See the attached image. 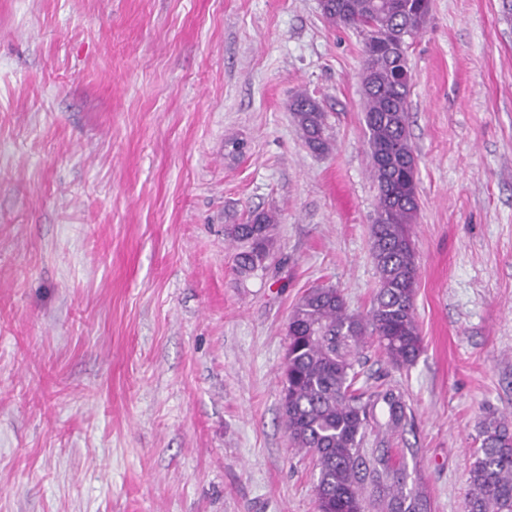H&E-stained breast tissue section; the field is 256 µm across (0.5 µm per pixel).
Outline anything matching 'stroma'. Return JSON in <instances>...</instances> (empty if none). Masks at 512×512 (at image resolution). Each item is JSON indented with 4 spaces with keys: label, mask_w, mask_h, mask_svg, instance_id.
<instances>
[{
    "label": "stroma",
    "mask_w": 512,
    "mask_h": 512,
    "mask_svg": "<svg viewBox=\"0 0 512 512\" xmlns=\"http://www.w3.org/2000/svg\"><path fill=\"white\" fill-rule=\"evenodd\" d=\"M432 3L407 51L424 352L369 348L359 383L405 392L384 444L464 512L479 423L512 413V19ZM361 64L320 0H0V512H316L281 367L307 289L358 314L377 290ZM254 210L278 243L243 279ZM289 112L311 150L322 154L331 151L332 143L325 134V112L316 99L305 91L298 92L289 103ZM278 214L274 211L251 212L245 224H233L229 236L236 245L235 266L242 278L263 276L276 244Z\"/></svg>",
    "instance_id": "35a3bbf8"
}]
</instances>
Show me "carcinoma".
<instances>
[{
  "instance_id": "cac0c4a2",
  "label": "carcinoma",
  "mask_w": 512,
  "mask_h": 512,
  "mask_svg": "<svg viewBox=\"0 0 512 512\" xmlns=\"http://www.w3.org/2000/svg\"><path fill=\"white\" fill-rule=\"evenodd\" d=\"M326 21L362 36L360 84L377 190L371 224V257L378 288L367 314L349 311L343 291L308 289L293 306L281 372V412L291 447L318 469V512H431L425 487L408 482L403 448H369L374 431L395 434L411 425L404 392L385 384L355 387L367 347L377 345L396 369L422 354L415 296L418 266L412 224L419 214L417 157L408 129L411 78L408 40L420 35L431 0H328ZM289 112L308 147L328 153L326 116L301 91ZM278 214L252 212L232 225L235 266L242 278L264 275L276 244ZM468 472L465 512H512V419L489 416Z\"/></svg>"
}]
</instances>
